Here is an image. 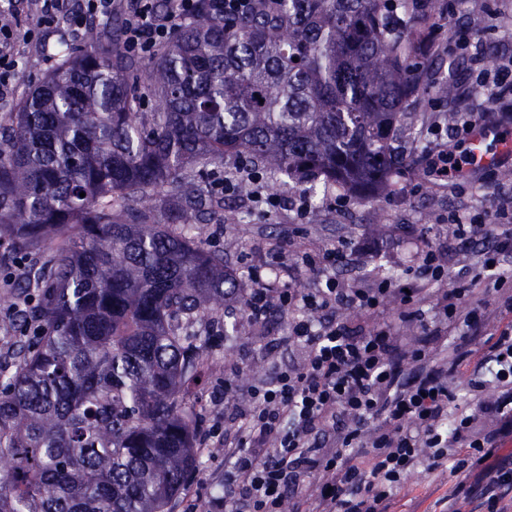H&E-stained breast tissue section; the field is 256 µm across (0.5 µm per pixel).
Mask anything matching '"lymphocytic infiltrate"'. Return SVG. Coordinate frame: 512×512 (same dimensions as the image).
Listing matches in <instances>:
<instances>
[{"instance_id": "f902f5d3", "label": "lymphocytic infiltrate", "mask_w": 512, "mask_h": 512, "mask_svg": "<svg viewBox=\"0 0 512 512\" xmlns=\"http://www.w3.org/2000/svg\"><path fill=\"white\" fill-rule=\"evenodd\" d=\"M67 0H42L39 23L48 27L69 13L74 32L124 16L126 52L150 55L190 19L198 0H168L158 12L154 0H82L68 12ZM463 158L439 145L424 156L427 175L465 184ZM452 236L463 242L490 240L491 246L465 276L453 277L434 249L418 253L404 279L370 277L346 283L336 276L345 244L324 243L314 252L292 255L295 266L316 281L292 288L249 271L244 315L265 323L271 313H288L286 340L303 345L296 366L255 387L239 411L235 432L224 435L232 466L224 476L223 512H391L396 488L409 474L448 470L456 477L475 471L473 486L457 483L450 498L467 495L474 512H512V454L500 452L512 435V280L499 272L512 260L511 224L455 222ZM454 279L448 291L433 285ZM396 302L397 322L376 316ZM356 309L353 323L339 309ZM496 328L485 335V309ZM420 334L406 342L402 329ZM457 340L449 354L439 343ZM477 371L473 401L466 412L453 407L455 376Z\"/></svg>"}]
</instances>
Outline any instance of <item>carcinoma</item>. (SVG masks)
I'll use <instances>...</instances> for the list:
<instances>
[{
	"instance_id": "1",
	"label": "carcinoma",
	"mask_w": 512,
	"mask_h": 512,
	"mask_svg": "<svg viewBox=\"0 0 512 512\" xmlns=\"http://www.w3.org/2000/svg\"><path fill=\"white\" fill-rule=\"evenodd\" d=\"M439 0H254L230 23L214 0L148 67L153 112L121 30L90 25L58 52L0 132V230L16 251L58 242L0 340V512H167L195 471L185 396L208 377L188 329L237 291L202 247L196 168L248 162L364 192L408 163L394 142L424 89L413 32ZM264 102H259V99ZM85 196H80V193ZM165 196L170 221L134 204Z\"/></svg>"
}]
</instances>
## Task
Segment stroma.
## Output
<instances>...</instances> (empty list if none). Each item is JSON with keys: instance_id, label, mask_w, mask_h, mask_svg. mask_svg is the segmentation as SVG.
Here are the masks:
<instances>
[{"instance_id": "1", "label": "stroma", "mask_w": 512, "mask_h": 512, "mask_svg": "<svg viewBox=\"0 0 512 512\" xmlns=\"http://www.w3.org/2000/svg\"><path fill=\"white\" fill-rule=\"evenodd\" d=\"M440 4L437 12L424 13L419 26L423 33L436 28L439 49L416 54L415 59L420 69L427 71L430 83L452 79L456 98L421 97L415 126L401 137L412 161L389 175L392 190L380 187L362 195L333 186L319 190L315 199L320 219L316 222L293 208L270 214L247 199L225 196L223 207L208 209L209 222L202 237L206 247L223 250L224 263L239 283H246L249 269L265 266L268 249L277 242L283 243L289 255L319 249L329 239L347 242L336 264L337 277L346 281L358 279L367 270L400 277L417 248L438 245L448 250L452 270L471 268L481 248L449 237V224L460 216L475 224H512V180L473 167L467 172L469 186L463 189L455 181L426 176L421 151L422 145L433 141L427 131L430 122L441 121L448 109L462 113L483 103L482 74H494L501 61L512 58V41L501 39L502 31H512V0H440ZM10 24L20 33L15 53L26 62L41 60L42 65L22 68L13 94L0 99L1 126L9 123L44 71L53 68V52L80 47L85 40L84 35H71L63 23L53 28L40 26L37 0H16ZM229 209L236 212L231 223L224 219ZM28 262L27 255L0 242V322L15 315L23 297L35 299L40 294L39 289L20 287ZM243 300L240 293L228 298L223 309L201 314L193 326L210 376L186 397L184 410L199 420L202 435L215 425L234 426L236 409L252 390L271 382L304 355L301 347L282 341L287 313H273L267 326L255 327L244 318ZM228 380L233 383L228 402L215 400V393ZM197 459L194 474L170 502L169 512H213V501L223 498L227 457L201 444ZM448 488L444 473L409 476L396 493L393 510L440 512L439 499Z\"/></svg>"}]
</instances>
